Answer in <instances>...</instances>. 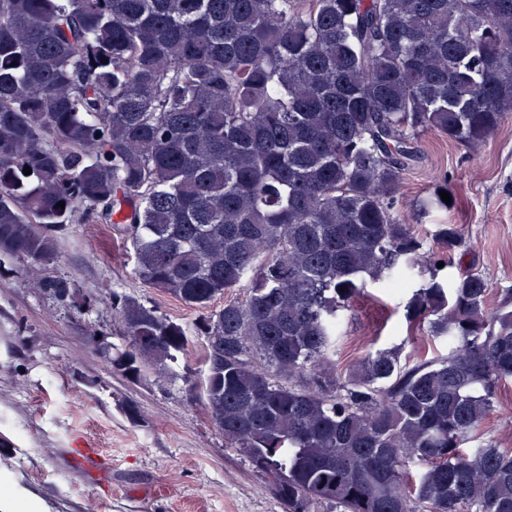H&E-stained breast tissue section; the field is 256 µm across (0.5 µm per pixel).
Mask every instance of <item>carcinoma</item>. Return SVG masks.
<instances>
[{
	"instance_id": "obj_1",
	"label": "carcinoma",
	"mask_w": 512,
	"mask_h": 512,
	"mask_svg": "<svg viewBox=\"0 0 512 512\" xmlns=\"http://www.w3.org/2000/svg\"><path fill=\"white\" fill-rule=\"evenodd\" d=\"M511 117L512 0H0V257L115 225L138 279L206 314L112 293L113 369L169 374L200 338L210 418L285 512H512V448L463 447L512 379V298L447 286L459 225L426 252L394 212L424 133L477 150ZM423 265L405 318L448 355L337 375L341 311Z\"/></svg>"
}]
</instances>
